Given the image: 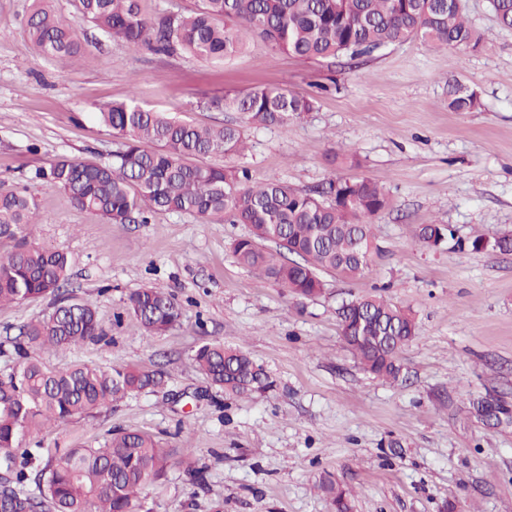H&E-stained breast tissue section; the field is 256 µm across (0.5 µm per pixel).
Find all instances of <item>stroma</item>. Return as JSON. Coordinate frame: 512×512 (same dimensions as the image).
Masks as SVG:
<instances>
[{
	"mask_svg": "<svg viewBox=\"0 0 512 512\" xmlns=\"http://www.w3.org/2000/svg\"><path fill=\"white\" fill-rule=\"evenodd\" d=\"M52 5L76 21L72 0ZM32 7L0 0V192L25 186L36 197L42 221L32 241L75 257L65 290L93 302L112 338L108 348L41 358L170 375L160 392L52 428L46 446L126 427L192 446L206 483L172 467L144 494L153 512H214L219 503L224 512H335L315 488L327 475L354 490L353 512H512V254L416 240L429 223L452 226L463 241L477 230L512 233V30L498 27L488 0H464L485 36L475 49L413 41L305 60L253 38L223 62L134 52L88 21H76L80 62L47 58L25 32ZM458 84L479 95V109L450 108ZM260 86L311 97L315 108L282 128L215 106L225 92ZM132 96L196 124L236 125L245 157L204 162L246 167L254 182L382 183L390 203L372 220L369 271L324 275L323 294L301 299L238 264L231 244L248 225L171 212L112 224L35 179L61 157L111 161L120 141L98 112ZM143 287L182 304L176 328L152 335L126 315L128 295ZM379 293L417 315L394 383L364 373L339 332L343 302ZM214 339L247 350L274 390L218 394L192 361Z\"/></svg>",
	"mask_w": 512,
	"mask_h": 512,
	"instance_id": "obj_1",
	"label": "stroma"
}]
</instances>
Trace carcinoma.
Masks as SVG:
<instances>
[{
  "mask_svg": "<svg viewBox=\"0 0 512 512\" xmlns=\"http://www.w3.org/2000/svg\"><path fill=\"white\" fill-rule=\"evenodd\" d=\"M141 0H75L79 19L122 39L129 48L156 54L185 51L200 60H226L259 37L274 48L307 60L370 54L396 42L418 39L431 47L476 48L480 34L466 20L461 0H202L190 14L156 19L143 14ZM498 25L512 29V0H489ZM26 32L47 57L78 58L83 46L76 24L63 20L43 0H34ZM260 123L288 125L314 109L308 97L277 86L226 95L216 101ZM476 93L451 91L450 107L473 111ZM99 120L123 139L112 161L60 158L34 178L64 191L75 206L124 224L133 213L143 221L157 212H177L211 221L250 225L236 239L238 262L304 299L324 291L320 273L351 279L369 269L376 249L372 218L389 206L382 186L367 179L331 180L319 190H298L285 182L254 183L245 168L196 163L244 149L234 126L207 127L141 107L135 99L98 112ZM42 223L38 204L26 189L0 193V304L54 297L50 312L24 325L18 336L0 341V354L16 367L0 377V512H151L146 487L164 480L177 464L201 485L207 467L186 461L189 448H167L135 429L108 433L93 445L46 449L39 436L77 416L116 405L165 385L166 373L135 366L100 367L76 362L65 369L46 365L37 353L85 343L110 346L112 337L89 302L62 291L75 258L63 249L36 246L27 230ZM455 240L452 229L424 224L419 242L433 235ZM274 248H268V245ZM476 251L511 252L512 236L484 234L468 239ZM292 258H287V255ZM128 315L151 334L179 325L181 304L151 287L129 294ZM342 336L366 373L396 380L400 350L415 336V312L381 295L352 299L338 309ZM192 360L211 384L232 398L273 387L264 369L239 347L214 340L199 346ZM336 512H352L349 492L325 479Z\"/></svg>",
  "mask_w": 512,
  "mask_h": 512,
  "instance_id": "obj_1",
  "label": "carcinoma"
}]
</instances>
